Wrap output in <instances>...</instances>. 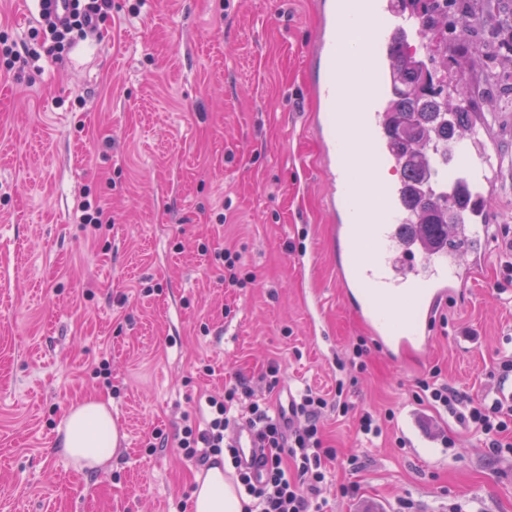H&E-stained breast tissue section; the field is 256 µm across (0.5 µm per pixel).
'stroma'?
<instances>
[{
  "label": "stroma",
  "mask_w": 512,
  "mask_h": 512,
  "mask_svg": "<svg viewBox=\"0 0 512 512\" xmlns=\"http://www.w3.org/2000/svg\"><path fill=\"white\" fill-rule=\"evenodd\" d=\"M317 2L112 0L70 52L0 73V512H191L202 467L178 433L236 376L273 410L307 386L343 387L348 413L322 421L340 461L327 512H512V457L414 397L436 368L470 397L496 391L512 353V95L473 59L469 109L500 162L490 254L441 309L431 348L394 360L336 279L306 87ZM37 25L35 0H0V39L24 49ZM86 200L99 223H82ZM227 247L253 284L225 283ZM357 345L362 371L347 366ZM95 397L119 441L81 471L60 431ZM367 411L383 419L370 441Z\"/></svg>",
  "instance_id": "obj_1"
}]
</instances>
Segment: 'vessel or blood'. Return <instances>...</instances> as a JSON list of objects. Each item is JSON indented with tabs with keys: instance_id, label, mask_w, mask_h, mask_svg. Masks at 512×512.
Segmentation results:
<instances>
[{
	"instance_id": "1",
	"label": "vessel or blood",
	"mask_w": 512,
	"mask_h": 512,
	"mask_svg": "<svg viewBox=\"0 0 512 512\" xmlns=\"http://www.w3.org/2000/svg\"><path fill=\"white\" fill-rule=\"evenodd\" d=\"M360 12L368 26L374 69L362 85L350 86L363 110L352 122L334 110L338 79L347 66L343 47L345 21ZM320 27L308 44L307 56L322 72L310 93L318 106L314 125L323 143L322 163L334 186L330 196L332 234L344 260L336 264L339 284L358 318L376 343L392 358L420 357L432 342L433 318L451 295L461 292L486 259L479 248L460 264L444 236L428 238L414 222L403 182L377 178L378 170L400 168V155L390 146L387 103L391 90L385 76L392 69L391 47L418 39L416 14L396 8L393 0H319ZM489 130L476 123L473 131L431 154L430 182L438 194H464L452 234L467 238L486 220L487 199L495 180L488 164ZM372 171L361 182L356 210L341 211L354 168Z\"/></svg>"
}]
</instances>
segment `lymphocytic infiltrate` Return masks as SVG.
Wrapping results in <instances>:
<instances>
[{
  "mask_svg": "<svg viewBox=\"0 0 512 512\" xmlns=\"http://www.w3.org/2000/svg\"><path fill=\"white\" fill-rule=\"evenodd\" d=\"M52 0H38L44 40L49 53L68 51L86 30L95 28L111 7L112 0H69L67 15L53 13ZM426 400L445 411L471 433L482 437L493 456L512 451L504 436L512 431V393L497 391L492 399L473 401L448 383L421 379L417 382ZM252 392L242 378L225 383L224 391L206 400L205 425L185 422L178 445L187 459L207 463L210 458L228 455L236 475L252 504L247 512H323L322 492L327 484L329 465L337 454L324 444L321 416L330 404L328 398L313 389H305L288 404L287 415L271 414L268 406L253 401ZM347 413L345 402L334 404ZM253 428L262 453L258 460L265 476L254 481L248 466L226 433L239 422Z\"/></svg>",
  "mask_w": 512,
  "mask_h": 512,
  "instance_id": "lymphocytic-infiltrate-1",
  "label": "lymphocytic infiltrate"
}]
</instances>
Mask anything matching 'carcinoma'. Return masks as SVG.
<instances>
[{
	"mask_svg": "<svg viewBox=\"0 0 512 512\" xmlns=\"http://www.w3.org/2000/svg\"><path fill=\"white\" fill-rule=\"evenodd\" d=\"M417 12L426 52L417 55L407 44L396 50L399 92L388 104L391 131L400 154L405 156L401 172L411 189L410 201L420 209L419 224L427 235L444 232L448 212L456 211L458 199L438 196L425 178L429 164L426 147L446 141L468 123L463 102L470 95L464 83H448V12L454 0H400ZM463 28L494 33L498 45L492 51L478 46L476 53L498 58L500 46L512 51V0H502L492 10H473L463 20Z\"/></svg>",
	"mask_w": 512,
	"mask_h": 512,
	"instance_id": "obj_1",
	"label": "carcinoma"
}]
</instances>
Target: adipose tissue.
<instances>
[{
	"label": "adipose tissue",
	"instance_id": "ef3b65f1",
	"mask_svg": "<svg viewBox=\"0 0 512 512\" xmlns=\"http://www.w3.org/2000/svg\"><path fill=\"white\" fill-rule=\"evenodd\" d=\"M118 443L112 414L92 399L71 409L61 431L60 450L80 469H93L111 459ZM192 512H244V500L222 464L197 475L191 497Z\"/></svg>",
	"mask_w": 512,
	"mask_h": 512
}]
</instances>
